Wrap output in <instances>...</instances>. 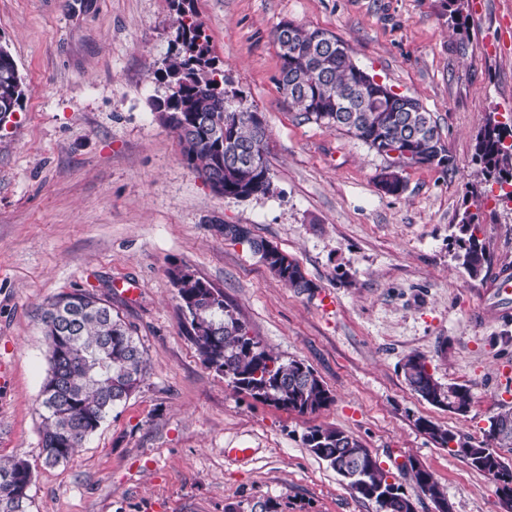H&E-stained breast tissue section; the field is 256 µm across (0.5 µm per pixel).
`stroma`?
Instances as JSON below:
<instances>
[{
	"label": "stroma",
	"mask_w": 512,
	"mask_h": 512,
	"mask_svg": "<svg viewBox=\"0 0 512 512\" xmlns=\"http://www.w3.org/2000/svg\"><path fill=\"white\" fill-rule=\"evenodd\" d=\"M232 88L262 112L273 194L215 195L185 164L153 103L174 38L170 0H0V41L27 87L0 119V458L32 469L30 512H377L303 442L308 428L358 438L415 512H437L400 465L413 459L451 512H501L498 482L435 443L424 417L475 441L512 407V321L474 323L497 295L458 264V223L478 216L492 265H512V204L473 161L488 114L512 125V0H467L468 37L444 0H194ZM346 41L355 63L417 99L451 167L405 171L385 194L386 157L304 122L278 88L282 21ZM219 224L247 225L316 288L298 294ZM187 269L221 288L249 331L310 366L333 401L313 414L237 393L198 356L172 283ZM81 289L131 324L148 372L70 458L44 462L41 313ZM424 355L442 384L470 388L457 414L405 383Z\"/></svg>",
	"instance_id": "obj_1"
}]
</instances>
